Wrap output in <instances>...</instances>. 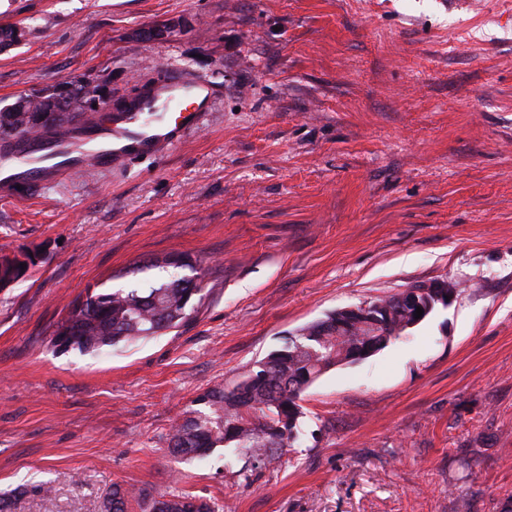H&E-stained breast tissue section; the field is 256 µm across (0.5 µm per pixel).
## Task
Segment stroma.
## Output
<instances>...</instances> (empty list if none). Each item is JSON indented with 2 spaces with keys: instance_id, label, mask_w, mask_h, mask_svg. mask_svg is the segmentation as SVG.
<instances>
[{
  "instance_id": "35a3bbf8",
  "label": "stroma",
  "mask_w": 512,
  "mask_h": 512,
  "mask_svg": "<svg viewBox=\"0 0 512 512\" xmlns=\"http://www.w3.org/2000/svg\"><path fill=\"white\" fill-rule=\"evenodd\" d=\"M0 108L158 69L218 94L164 158L0 201V498L100 512L118 484L219 512H512V0H0ZM164 27L160 40L140 32ZM182 253L187 267H158ZM198 280L182 327L84 353L86 293ZM457 286L304 393L294 448L171 455L212 388L331 312ZM454 292L455 287L453 285L448 284L447 281H435L432 283L423 284L419 287H411L402 291L399 294L401 302L402 304H405V306L408 309L411 310L409 313L410 316L408 327L411 328L416 326L425 317L430 315L438 305L437 304L434 306L435 303H442L448 305V300H446V296H449L450 298ZM417 306H420V308H422L423 310V314L419 319H415ZM432 308L433 310L431 311Z\"/></svg>"
}]
</instances>
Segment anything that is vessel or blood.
I'll list each match as a JSON object with an SVG mask.
<instances>
[{
    "mask_svg": "<svg viewBox=\"0 0 512 512\" xmlns=\"http://www.w3.org/2000/svg\"><path fill=\"white\" fill-rule=\"evenodd\" d=\"M214 98L209 82L163 68L127 111L91 112L62 130L1 141L0 199L18 200L137 154H167L199 125Z\"/></svg>",
    "mask_w": 512,
    "mask_h": 512,
    "instance_id": "obj_1",
    "label": "vessel or blood"
}]
</instances>
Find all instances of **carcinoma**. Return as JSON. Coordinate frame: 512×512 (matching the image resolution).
Instances as JSON below:
<instances>
[{
	"instance_id": "cac0c4a2",
	"label": "carcinoma",
	"mask_w": 512,
	"mask_h": 512,
	"mask_svg": "<svg viewBox=\"0 0 512 512\" xmlns=\"http://www.w3.org/2000/svg\"><path fill=\"white\" fill-rule=\"evenodd\" d=\"M69 82H61L52 93L21 99L0 109V140L12 137L7 126L17 114L39 113L40 124L31 123L24 134H39L61 128L86 111L83 100L96 98L97 88L80 85L81 97L73 107L62 111L58 98ZM190 281L175 279L145 290L131 289L91 293L74 311L82 316L79 335L70 337L69 346L81 352L130 343L164 330L179 327L190 319L194 308ZM379 303L392 310L387 335L362 336L363 329L353 320L338 328L325 319L303 329V334L289 340L269 354L272 362L258 361L232 389L216 388L207 395L211 413L189 417L170 434V451L182 458L207 454L212 448L228 444L238 456L259 464L293 446L299 437L302 417L300 401L305 390L322 374L340 365L352 350L373 355L397 340L393 333L407 318L396 297ZM141 512H216L207 502L187 496L149 499L114 486L102 497L101 512H128L130 500Z\"/></svg>"
}]
</instances>
